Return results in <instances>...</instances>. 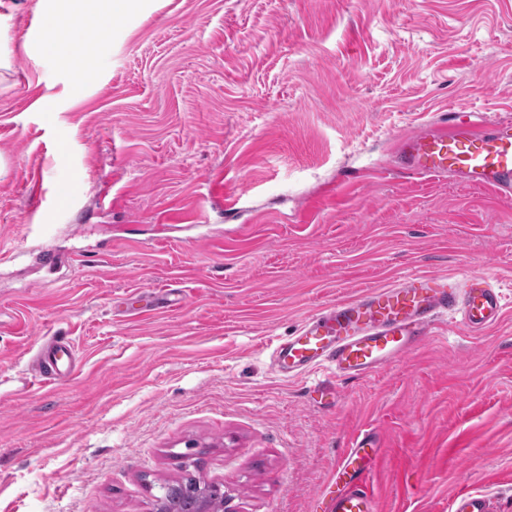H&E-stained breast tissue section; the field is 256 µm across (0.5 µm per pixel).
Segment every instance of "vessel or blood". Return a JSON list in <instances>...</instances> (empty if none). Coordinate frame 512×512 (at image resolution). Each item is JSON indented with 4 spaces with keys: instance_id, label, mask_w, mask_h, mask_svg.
<instances>
[{
    "instance_id": "b4317fda",
    "label": "vessel or blood",
    "mask_w": 512,
    "mask_h": 512,
    "mask_svg": "<svg viewBox=\"0 0 512 512\" xmlns=\"http://www.w3.org/2000/svg\"><path fill=\"white\" fill-rule=\"evenodd\" d=\"M396 167L416 177L451 176L457 183L494 192L512 201V123L480 128L460 121L429 123L395 139ZM504 297L481 271L463 276L410 272L391 286L367 290L310 315L298 332L276 343L272 355L287 378L318 369L339 380L362 379L416 350L432 333L440 316L456 313L469 331L499 323ZM73 343L54 337L32 373L44 385L74 373ZM378 460L372 432L357 436L336 465V476L321 500L322 512H379L368 487ZM454 512H491L487 498L461 494Z\"/></svg>"
}]
</instances>
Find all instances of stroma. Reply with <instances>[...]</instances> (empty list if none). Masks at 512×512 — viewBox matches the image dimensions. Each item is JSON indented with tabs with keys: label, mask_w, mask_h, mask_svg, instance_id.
Returning a JSON list of instances; mask_svg holds the SVG:
<instances>
[{
	"label": "stroma",
	"mask_w": 512,
	"mask_h": 512,
	"mask_svg": "<svg viewBox=\"0 0 512 512\" xmlns=\"http://www.w3.org/2000/svg\"><path fill=\"white\" fill-rule=\"evenodd\" d=\"M36 2L0 30V512H155L189 462L237 512H318L366 430L380 512H512V203L394 163L425 121H512V0H150L82 87L27 52ZM469 269L503 322L441 319L367 378L286 379L264 346ZM146 286L182 301L135 315ZM55 336L80 370L33 385ZM454 512H490V502L477 494H461L453 501Z\"/></svg>",
	"instance_id": "1"
}]
</instances>
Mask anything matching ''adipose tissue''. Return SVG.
Masks as SVG:
<instances>
[{
    "label": "adipose tissue",
    "instance_id": "obj_1",
    "mask_svg": "<svg viewBox=\"0 0 512 512\" xmlns=\"http://www.w3.org/2000/svg\"><path fill=\"white\" fill-rule=\"evenodd\" d=\"M145 3L146 0H38L42 29L26 49L56 62L78 82H94L102 39L111 35L115 20L141 13ZM80 30L96 32L99 39L78 53L74 50V35Z\"/></svg>",
    "mask_w": 512,
    "mask_h": 512
}]
</instances>
